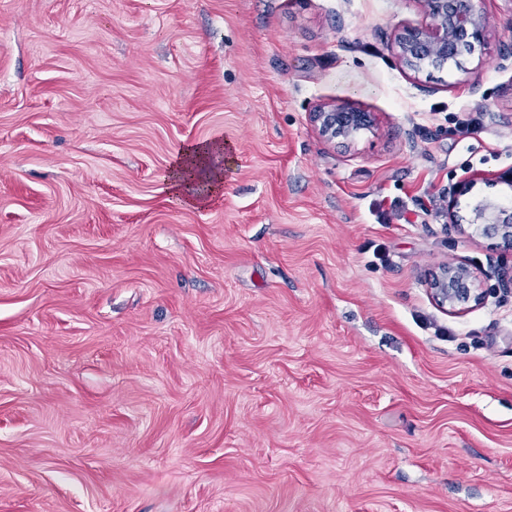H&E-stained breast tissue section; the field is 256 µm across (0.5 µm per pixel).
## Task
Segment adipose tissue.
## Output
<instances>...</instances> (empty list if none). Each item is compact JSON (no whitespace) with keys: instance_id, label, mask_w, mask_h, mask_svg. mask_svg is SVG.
Masks as SVG:
<instances>
[{"instance_id":"adipose-tissue-1","label":"adipose tissue","mask_w":512,"mask_h":512,"mask_svg":"<svg viewBox=\"0 0 512 512\" xmlns=\"http://www.w3.org/2000/svg\"><path fill=\"white\" fill-rule=\"evenodd\" d=\"M225 152V144L217 142L194 143L179 149L163 178L168 191L181 203L203 202L205 190H216L222 181L217 164Z\"/></svg>"}]
</instances>
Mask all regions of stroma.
Instances as JSON below:
<instances>
[{
  "mask_svg": "<svg viewBox=\"0 0 512 512\" xmlns=\"http://www.w3.org/2000/svg\"><path fill=\"white\" fill-rule=\"evenodd\" d=\"M478 5L418 76L416 0H0V512H512V254L469 224L512 207V0ZM336 100L377 118L348 151ZM422 20L407 27L394 44L400 64L414 73L448 64L481 48L488 39L487 22L475 0H417ZM309 121L326 141L349 148L361 131L376 125L374 113L361 107L338 102L319 104L309 112ZM226 150L225 144L217 142L194 143L179 149L169 172L163 177L167 190L182 204L203 202L202 188L208 187L210 194L222 182L217 163ZM196 183L199 187L194 186ZM479 286V273L463 262L444 266L429 283L437 304L442 308L448 306V312L452 314L482 304L486 293Z\"/></svg>",
  "mask_w": 512,
  "mask_h": 512,
  "instance_id": "stroma-1",
  "label": "stroma"
}]
</instances>
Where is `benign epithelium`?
I'll list each match as a JSON object with an SVG mask.
<instances>
[{"mask_svg": "<svg viewBox=\"0 0 512 512\" xmlns=\"http://www.w3.org/2000/svg\"><path fill=\"white\" fill-rule=\"evenodd\" d=\"M422 20L398 35L395 55L408 70L419 73L442 70L482 47L488 39L487 22L477 0H417ZM309 121L329 142L350 147L360 132L376 125L374 113L338 102L319 104L309 113ZM471 223L479 234L498 237L512 246V209L485 200L475 207ZM433 298L452 314L482 304L485 290L480 276L469 265L459 262L444 266L429 283Z\"/></svg>", "mask_w": 512, "mask_h": 512, "instance_id": "benign-epithelium-1", "label": "benign epithelium"}]
</instances>
